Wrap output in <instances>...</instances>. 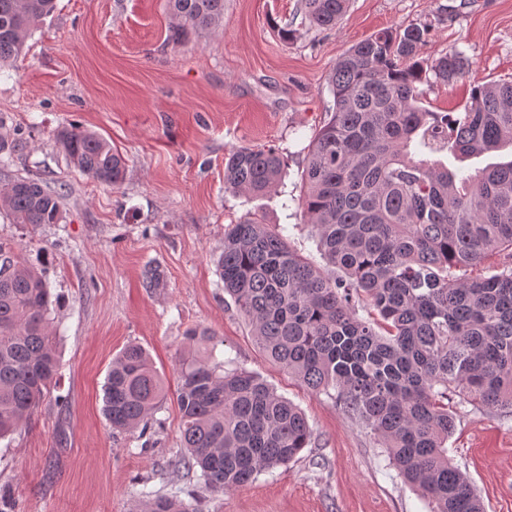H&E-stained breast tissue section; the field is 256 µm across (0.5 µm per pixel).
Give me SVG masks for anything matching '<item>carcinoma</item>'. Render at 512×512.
I'll use <instances>...</instances> for the list:
<instances>
[{"label":"carcinoma","mask_w":512,"mask_h":512,"mask_svg":"<svg viewBox=\"0 0 512 512\" xmlns=\"http://www.w3.org/2000/svg\"><path fill=\"white\" fill-rule=\"evenodd\" d=\"M349 0H300L310 25L332 29ZM168 40L214 30L224 0H167ZM56 0H0V64L22 54L33 26ZM428 29H384L333 68L330 117L314 134L302 171L301 209L332 278L288 244L282 231L246 216L224 230L218 274L267 359L313 391H336L430 512H484L468 479L448 459L454 418L448 393L512 409V160L462 176L426 153L475 156L512 146V82L472 86L453 117L419 105L418 84L463 78L458 53L418 57ZM22 134L4 131L0 152ZM56 144L94 181L120 186L124 157L76 124ZM285 163L275 149L240 146L224 162V186L264 195ZM0 210L15 224H57L60 194L42 180L0 187ZM498 256L490 276L470 271ZM364 298L376 314L357 316ZM51 293L44 273L0 248V437L31 416L59 373ZM215 333L186 331L176 393L185 456L214 494L237 489L296 459L311 442L304 413L262 378L224 368ZM164 380L140 345H127L107 373L103 414L112 430L145 425L166 399ZM146 512H188L158 496Z\"/></svg>","instance_id":"cac0c4a2"}]
</instances>
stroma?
Wrapping results in <instances>:
<instances>
[{"mask_svg":"<svg viewBox=\"0 0 512 512\" xmlns=\"http://www.w3.org/2000/svg\"><path fill=\"white\" fill-rule=\"evenodd\" d=\"M297 3L224 0L216 30L175 45L167 0H57L25 56L0 65V118L26 140L0 163V186L37 176L64 194L57 224H16L0 213V246L46 274L61 338L56 386L0 439L6 512H143L153 495L179 498L194 512H428L334 394L312 391L266 360L225 294L214 256L225 229L250 214L284 227L294 249L327 268L298 199L308 145L329 118L336 62L381 29L427 27L420 58L457 52L470 71L448 83L427 77L420 102L462 111L471 82L512 80V0H350L336 28L300 23L282 41L275 28ZM75 122L124 155L120 187L68 166L54 132ZM239 146L282 154L275 191L251 198L225 190L224 158ZM148 266L160 287H144ZM192 327L215 331L219 356L260 375L313 431L288 465L220 496L178 462L174 391ZM131 343L150 354L169 394L146 431L115 433L102 413V385ZM448 411L449 459L485 512H512V413L453 394Z\"/></svg>","mask_w":512,"mask_h":512,"instance_id":"1","label":"stroma"}]
</instances>
